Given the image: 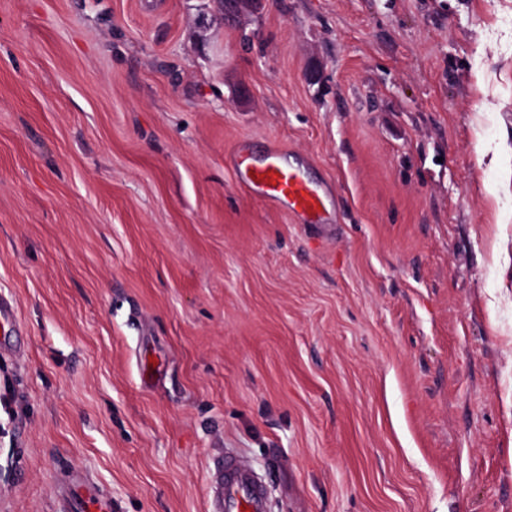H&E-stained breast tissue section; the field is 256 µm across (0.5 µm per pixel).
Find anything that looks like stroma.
<instances>
[{"label": "stroma", "mask_w": 512, "mask_h": 512, "mask_svg": "<svg viewBox=\"0 0 512 512\" xmlns=\"http://www.w3.org/2000/svg\"><path fill=\"white\" fill-rule=\"evenodd\" d=\"M2 300L0 512H512V0H0ZM249 149V138L241 137L229 155L240 188L252 198L271 203L297 217L301 224H314L322 234L333 235L342 215L332 208L331 184L321 188L309 184L299 167L283 161L281 156L286 148L282 145H272L259 164L251 162ZM267 176H272V181ZM211 478V512H267L269 490L265 480L236 455H225Z\"/></svg>", "instance_id": "stroma-1"}]
</instances>
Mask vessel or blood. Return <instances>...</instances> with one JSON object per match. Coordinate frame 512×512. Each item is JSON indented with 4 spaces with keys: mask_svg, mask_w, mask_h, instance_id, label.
<instances>
[{
    "mask_svg": "<svg viewBox=\"0 0 512 512\" xmlns=\"http://www.w3.org/2000/svg\"><path fill=\"white\" fill-rule=\"evenodd\" d=\"M249 138H240L230 155V163L241 189L252 198L268 202L315 225L322 234L333 235L342 216L331 205V185L316 188L301 169L282 159V145H272L260 163H252ZM212 512H267L269 490L265 480L236 455H225L212 472Z\"/></svg>",
    "mask_w": 512,
    "mask_h": 512,
    "instance_id": "b4317fda",
    "label": "vessel or blood"
}]
</instances>
